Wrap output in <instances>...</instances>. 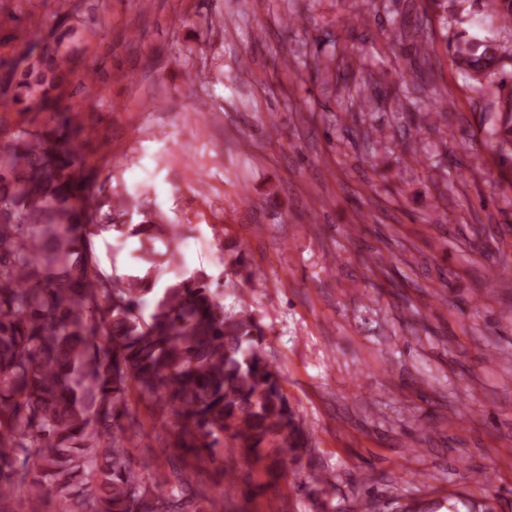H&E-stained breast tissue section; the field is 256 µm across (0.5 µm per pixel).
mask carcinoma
Here are the masks:
<instances>
[{
    "mask_svg": "<svg viewBox=\"0 0 512 512\" xmlns=\"http://www.w3.org/2000/svg\"><path fill=\"white\" fill-rule=\"evenodd\" d=\"M487 17L512 26V0H485ZM81 38L71 27L13 66V101L53 113L52 124L0 143V512H35L52 496L57 512H190L180 487L132 463L118 435L131 391L162 425L175 421V447L209 458L222 436L247 456L305 447L266 348L265 327L227 309L204 270L160 283L177 266L167 250L124 277L100 269L102 234L171 241L176 226L143 211L138 198L88 190L75 125L53 92L70 81ZM449 47L462 75L494 90L501 117L488 130L494 151L512 155V78L495 72L499 49L466 30ZM112 223H102V209ZM224 287L256 278L244 253L229 258Z\"/></svg>",
    "mask_w": 512,
    "mask_h": 512,
    "instance_id": "cac0c4a2",
    "label": "carcinoma"
}]
</instances>
